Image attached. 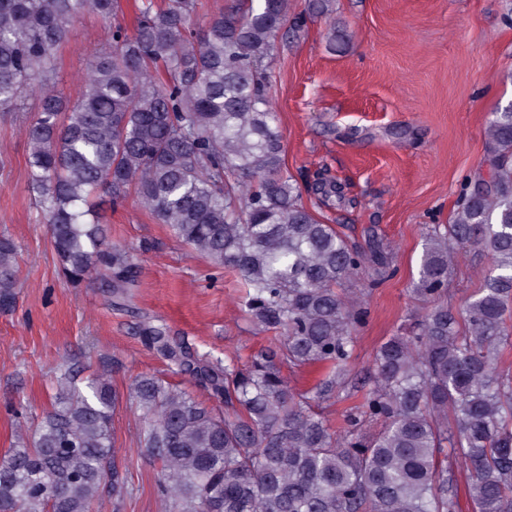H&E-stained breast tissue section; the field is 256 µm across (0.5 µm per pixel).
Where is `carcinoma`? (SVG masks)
Returning <instances> with one entry per match:
<instances>
[{
    "label": "carcinoma",
    "mask_w": 512,
    "mask_h": 512,
    "mask_svg": "<svg viewBox=\"0 0 512 512\" xmlns=\"http://www.w3.org/2000/svg\"><path fill=\"white\" fill-rule=\"evenodd\" d=\"M118 9L119 0H0V110L39 99L26 127L29 189L62 274L126 297L133 254L106 240L99 203L117 207L133 189L181 243L239 275L242 311L277 340L240 366L143 328L150 347L224 403L216 412L154 376L131 384L163 512H459L450 460L465 468L473 512H512V374L497 367L512 345V105L487 122L488 178L464 186L451 221L426 234L411 288L423 315L379 346L372 387L333 433L313 405L345 390L367 316L366 293L345 284L386 279L394 255L317 219L284 167L263 63L288 0H231L198 28L196 0H140L131 33L114 23ZM86 12L107 23L110 47L87 59L70 105L55 91V57ZM468 246L485 248L491 267L456 310L444 300L448 270ZM16 267L17 246L1 235L5 309ZM288 364L326 374L295 394ZM116 402L108 379L82 389L60 366L50 408L0 455V512H94L107 484L124 497Z\"/></svg>",
    "instance_id": "cac0c4a2"
}]
</instances>
